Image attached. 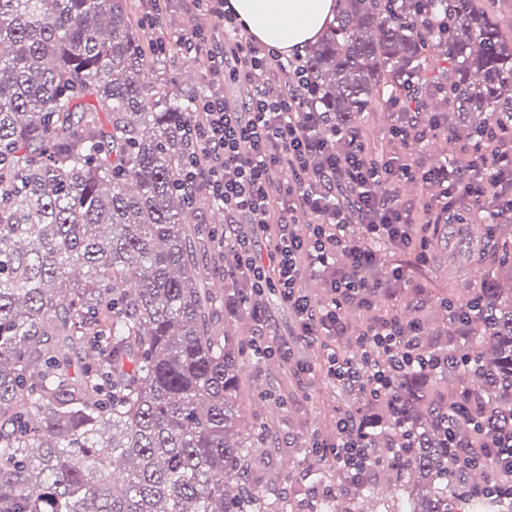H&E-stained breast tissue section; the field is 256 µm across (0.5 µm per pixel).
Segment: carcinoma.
Returning <instances> with one entry per match:
<instances>
[{"label": "carcinoma", "instance_id": "cac0c4a2", "mask_svg": "<svg viewBox=\"0 0 512 512\" xmlns=\"http://www.w3.org/2000/svg\"><path fill=\"white\" fill-rule=\"evenodd\" d=\"M419 2L340 0L301 61L328 132L340 146L368 109L438 95L490 155L484 130L512 133V33L493 0ZM143 27L119 0H0V512H294L254 482L269 429L239 405L244 358L270 353L224 334L194 261L218 252L208 203L181 188L203 159L188 121L207 88L154 91L151 70L183 53L157 52ZM441 45L449 67L431 76ZM479 274L469 324L421 337L457 364L393 378L412 447L373 471L409 492L383 512H512L488 495L512 471L457 463L512 434V263ZM364 493L377 485L338 472L310 512H358Z\"/></svg>", "mask_w": 512, "mask_h": 512}]
</instances>
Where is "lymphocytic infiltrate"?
<instances>
[{
    "label": "lymphocytic infiltrate",
    "mask_w": 512,
    "mask_h": 512,
    "mask_svg": "<svg viewBox=\"0 0 512 512\" xmlns=\"http://www.w3.org/2000/svg\"><path fill=\"white\" fill-rule=\"evenodd\" d=\"M189 8L213 12L222 22L223 37L218 40L193 27L177 37L184 53L207 60L211 75L193 118L208 165H188L184 190L192 197L206 194L223 209L232 267L249 282L255 309H263L267 295H275L306 344L345 335V305L372 308L376 297L392 296L401 285V267H391L385 277L377 275L384 264L383 247L415 253L423 263L429 259V233H415L409 211L384 194V186L404 178L439 184L444 205L434 216L438 224L461 223L455 204L462 197L512 217V148L490 158L471 155L463 167L428 170L396 157L371 158L354 134L348 137V149L332 151L325 139V115L310 97L296 60L246 40L228 0H190ZM226 53L234 58L235 69L223 70ZM225 81L248 84L245 101L226 99L221 89ZM281 169L291 172L292 181L278 179ZM303 219L310 226L305 237L294 231ZM263 239L270 243L264 254L258 250ZM340 254L347 263L339 270ZM307 265L335 271L324 302H312L298 286ZM419 336L415 319L385 314L360 333L359 360L325 349L322 371L356 392L360 401L356 412L337 419L332 439L314 440L312 448L332 457L347 479L366 478L371 462L383 452L406 447L403 436L393 437L386 448L377 447L371 429L378 407L398 410L391 396L396 372L445 364L442 355L422 353Z\"/></svg>",
    "instance_id": "f902f5d3"
}]
</instances>
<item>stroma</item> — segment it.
I'll list each match as a JSON object with an SVG mask.
<instances>
[{
	"label": "stroma",
	"mask_w": 512,
	"mask_h": 512,
	"mask_svg": "<svg viewBox=\"0 0 512 512\" xmlns=\"http://www.w3.org/2000/svg\"><path fill=\"white\" fill-rule=\"evenodd\" d=\"M172 12L164 29L144 27L142 39L159 35L173 36L184 30L188 23L215 30L220 22L207 13L189 14L185 0H172ZM205 61L187 65L179 61L174 65L159 66L153 75L158 92L167 95H180L206 84ZM394 116L389 107H377L365 113L362 136L367 143L378 144L380 149L391 155L430 168L436 165L439 155L454 152L462 153L466 143L464 137L455 136L453 131L444 129L427 136V148L408 150L405 142L391 138L389 128ZM477 241L467 250L463 259H455L448 251V234L465 236L468 227L464 224L437 225L432 234V250L428 263H421L414 254L397 252L393 255L394 264L400 265L406 275L405 288L398 291L393 300H380L377 311L391 308L402 315H414L417 303H424L428 314V330L436 332L441 324V311L433 295L435 293L429 279L437 277L449 281L455 294L467 296L480 287V279L475 270L484 265L494 264L496 253L487 251L485 238L489 233L487 225H477ZM267 319L276 334L286 337L291 354L281 357L272 353L270 359L253 364L246 363L242 376L240 404L247 420H261L271 429L272 439L265 446V456L254 467V473L261 485L285 490L291 499L295 512H308V504L319 492L308 471L309 466L335 472L336 464L329 458H314L312 465L299 463V452L308 448L312 433L322 435L335 431L338 414L355 411L357 404L347 388L322 376H307L297 371L296 365L306 362L318 365L322 346L336 349L347 347L369 320L370 311L351 305L346 307L348 323L346 335L325 338L323 345L306 346L294 335V322L286 308L276 298L267 300Z\"/></svg>",
	"instance_id": "obj_1"
}]
</instances>
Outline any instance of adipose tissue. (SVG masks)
Listing matches in <instances>:
<instances>
[{
	"mask_svg": "<svg viewBox=\"0 0 512 512\" xmlns=\"http://www.w3.org/2000/svg\"><path fill=\"white\" fill-rule=\"evenodd\" d=\"M261 43L289 55L315 42L336 12V0H229Z\"/></svg>",
	"mask_w": 512,
	"mask_h": 512,
	"instance_id": "obj_1",
	"label": "adipose tissue"
}]
</instances>
